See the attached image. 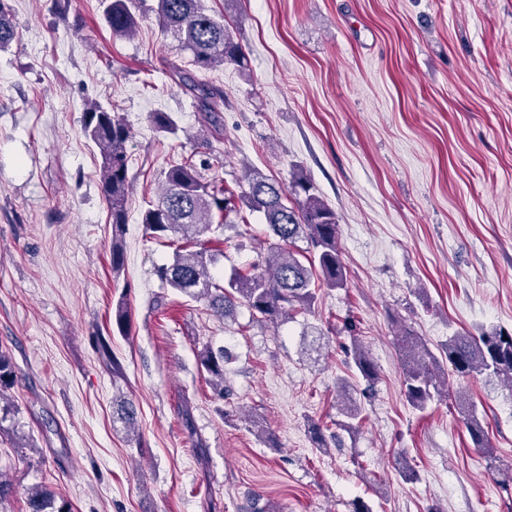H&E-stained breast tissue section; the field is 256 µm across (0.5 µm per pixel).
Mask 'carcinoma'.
I'll use <instances>...</instances> for the list:
<instances>
[{
	"mask_svg": "<svg viewBox=\"0 0 512 512\" xmlns=\"http://www.w3.org/2000/svg\"><path fill=\"white\" fill-rule=\"evenodd\" d=\"M143 0H97L96 9L114 37H131L138 27ZM155 14L162 30L179 46L190 52V65L212 70L224 64L241 65L242 46L224 24V17L212 13L205 0H156ZM14 26L9 9L0 0V50L9 47ZM172 77L187 87L197 99L207 120L217 123L212 112L224 102V91L207 82L197 81L172 68ZM83 129L97 146L101 156L100 181L112 228V271L124 264V234L128 224L126 199L131 178L127 142L129 125L118 113L91 102L83 113ZM206 163L185 159L164 171L162 198L142 215L149 238L173 249L172 261L154 267L161 286L171 288L196 301H203L215 313L233 319L237 310L246 308L252 321L275 323L293 314L314 312L317 290L343 288L347 283L345 264L339 248V224L336 212L312 192L310 181L302 174L287 190L278 182L252 171L246 176L248 189L236 194L219 177L204 174ZM263 214L266 233L277 240L267 268L252 265L236 269L225 282L216 280L212 265L224 254L220 235L229 216L240 215V205ZM299 239L307 240L313 255L300 256L294 250ZM402 352V387L413 408L423 411L434 397L448 387V378L435 372L444 358L457 377L465 379L486 375L512 388V330L494 329L479 336H451L440 351L430 353L421 339L408 331L398 335ZM346 353L351 357L354 376L363 384L361 395L371 393L378 380V369L363 345L354 336ZM207 382L219 399H224V348L207 346L199 354ZM17 368L11 354L0 349V437L10 433L3 422L19 413L18 406L4 398L14 387ZM343 414L346 420L338 428L356 433L362 419L361 403L346 392ZM466 417L472 444L491 457L493 446L472 408L460 403ZM24 495L29 512H73L72 504L56 491L35 485L24 490L0 471V505Z\"/></svg>",
	"mask_w": 512,
	"mask_h": 512,
	"instance_id": "obj_1",
	"label": "carcinoma"
}]
</instances>
